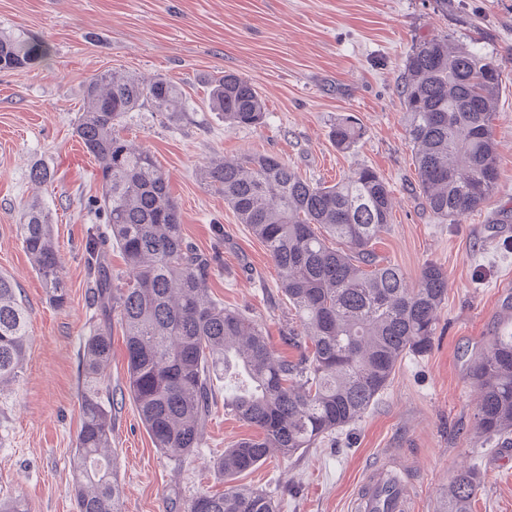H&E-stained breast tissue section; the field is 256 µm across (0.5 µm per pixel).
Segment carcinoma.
Masks as SVG:
<instances>
[{
  "instance_id": "obj_1",
  "label": "carcinoma",
  "mask_w": 512,
  "mask_h": 512,
  "mask_svg": "<svg viewBox=\"0 0 512 512\" xmlns=\"http://www.w3.org/2000/svg\"><path fill=\"white\" fill-rule=\"evenodd\" d=\"M45 47L24 30L0 32V71L24 67ZM502 68L494 58L448 35L425 38L407 56L399 90L420 193L440 220L457 224L497 190L499 169L490 133ZM76 135L98 166L101 196L95 214L102 236L86 238L90 299L98 326L80 352V429L72 463L76 512H122L112 461V404L104 368L112 357V320L122 327L126 390L159 451L191 459L215 405L213 377L224 375V411L256 433L214 461L224 491L192 498L188 512H278L275 497L239 487L236 478L271 453L292 456L361 418L388 386L407 354L433 347L436 312L448 275L425 263L416 283L376 251L391 224V189L364 166L334 185L311 183L279 157L245 154L213 159L201 171L206 187L224 196L238 221L266 247L299 329L288 328L290 359L271 347L262 326L209 296V272L219 260L183 233L168 176L148 150L120 135L131 112L148 105L177 120L183 91L166 76L137 79L107 71L86 83ZM208 107L231 127L264 122V100L247 79L226 73L210 82ZM365 130L352 115L331 138L353 147ZM21 225L22 246L50 303L69 299L51 218L33 200ZM324 233H317L315 227ZM346 247L341 253L329 245ZM123 255L117 279L107 247ZM29 342L28 310L11 280L0 275V391L22 373ZM477 391L474 429L512 445V320L471 359ZM484 484L473 466L448 485L440 512H470Z\"/></svg>"
}]
</instances>
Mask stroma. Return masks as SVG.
<instances>
[{"mask_svg": "<svg viewBox=\"0 0 512 512\" xmlns=\"http://www.w3.org/2000/svg\"><path fill=\"white\" fill-rule=\"evenodd\" d=\"M0 0V30L41 39L45 55L0 72V273L29 310L23 373L0 392V499L20 496L32 512H76L71 463L80 427L79 347L93 321L82 246L101 186L92 157L74 133L87 80L106 70L149 79L164 75L187 94L172 122L149 108L128 114L124 136L151 151L170 176L184 234L219 253L212 298L265 330L274 350H293V320L263 244L240 224L222 195L200 181L213 158L272 153L314 183L335 184L363 166L389 185L392 222L378 253L415 281L427 262L448 275L437 339L424 356H405L376 402L316 448L271 454L237 482L270 492L280 512H350L365 471L384 454L419 491L418 512H439L454 474L477 466L484 486L471 512H512V450L476 434L477 393L467 377L501 316H512V0ZM447 34L478 44L502 66L492 137L500 181L460 223L440 222L418 188L399 95L417 40ZM248 79L267 104L263 124L228 127L208 108L211 79ZM353 115L364 137L338 150L330 131ZM52 175L39 186L32 168ZM51 214L70 303L55 308L25 253L20 226L32 198ZM112 449L122 512H188L202 491L222 489L213 461L252 427L216 403L197 456L181 462L154 447L133 401L122 398L127 363L120 326L112 328Z\"/></svg>", "mask_w": 512, "mask_h": 512, "instance_id": "1", "label": "stroma"}]
</instances>
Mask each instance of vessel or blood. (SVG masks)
<instances>
[{
  "label": "vessel or blood",
  "instance_id": "vessel-or-blood-1",
  "mask_svg": "<svg viewBox=\"0 0 512 512\" xmlns=\"http://www.w3.org/2000/svg\"><path fill=\"white\" fill-rule=\"evenodd\" d=\"M352 512H415V491L391 460L367 469L351 504Z\"/></svg>",
  "mask_w": 512,
  "mask_h": 512
}]
</instances>
